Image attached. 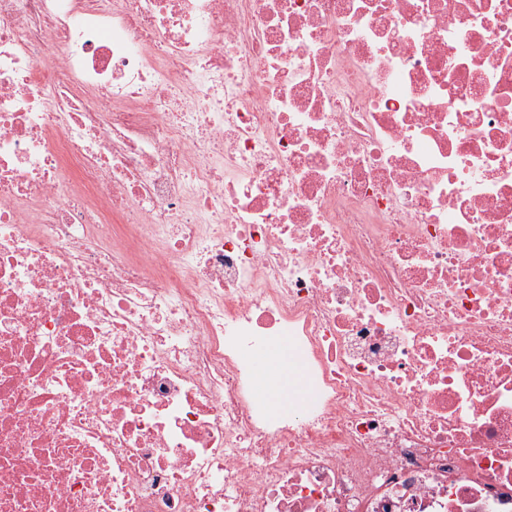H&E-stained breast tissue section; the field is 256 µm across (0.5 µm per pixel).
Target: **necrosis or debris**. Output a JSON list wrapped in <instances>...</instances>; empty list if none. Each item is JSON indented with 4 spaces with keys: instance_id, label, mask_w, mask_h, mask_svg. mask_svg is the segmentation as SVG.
Masks as SVG:
<instances>
[{
    "instance_id": "necrosis-or-debris-1",
    "label": "necrosis or debris",
    "mask_w": 512,
    "mask_h": 512,
    "mask_svg": "<svg viewBox=\"0 0 512 512\" xmlns=\"http://www.w3.org/2000/svg\"><path fill=\"white\" fill-rule=\"evenodd\" d=\"M0 512H512V0H0Z\"/></svg>"
}]
</instances>
